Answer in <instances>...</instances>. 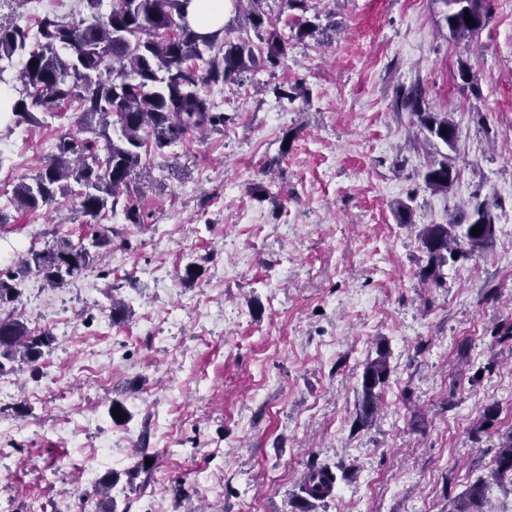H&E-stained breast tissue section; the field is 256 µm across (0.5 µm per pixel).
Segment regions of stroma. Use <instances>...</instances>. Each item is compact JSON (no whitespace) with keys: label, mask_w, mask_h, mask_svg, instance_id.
Masks as SVG:
<instances>
[{"label":"stroma","mask_w":512,"mask_h":512,"mask_svg":"<svg viewBox=\"0 0 512 512\" xmlns=\"http://www.w3.org/2000/svg\"><path fill=\"white\" fill-rule=\"evenodd\" d=\"M485 6L479 35L460 42L434 0H308L304 14L265 0L284 62L207 86L224 130L146 156L144 223L114 213L103 259L56 288L28 278L0 310L33 330L70 322L37 363L0 374L12 512H95L87 493L109 471L110 497L133 512H444L487 475L512 428V345L494 337L512 324V0ZM303 16L332 26L294 40ZM416 85L455 122L454 146L394 112ZM81 114L74 101L0 123V270L54 237L91 246L92 219L70 204L11 202L43 142L81 133ZM441 156L457 173L445 195L423 183ZM405 199L417 224L496 202L495 237L445 267L444 287H423L425 255L392 212ZM191 261L202 270L188 280ZM156 266L161 278L146 276ZM380 343L391 374L364 427L359 381ZM115 399L130 414L120 425ZM143 442L154 458L136 475ZM313 462L338 479L310 504L298 482Z\"/></svg>","instance_id":"1"}]
</instances>
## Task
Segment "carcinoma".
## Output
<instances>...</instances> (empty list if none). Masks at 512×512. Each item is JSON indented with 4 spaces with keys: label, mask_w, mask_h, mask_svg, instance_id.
<instances>
[{
    "label": "carcinoma",
    "mask_w": 512,
    "mask_h": 512,
    "mask_svg": "<svg viewBox=\"0 0 512 512\" xmlns=\"http://www.w3.org/2000/svg\"><path fill=\"white\" fill-rule=\"evenodd\" d=\"M191 0H112L103 14V0H88L91 15L66 19L46 15L35 36L14 20L0 21V81L13 60L22 61L18 79L21 97L11 106L14 125L27 124L34 112H49L77 100L83 108L82 122L93 134L79 138L61 132L54 152L29 182L13 191L14 205L24 211L50 209L58 196L68 195L72 208L96 218L122 207L125 220L142 224L139 206L142 187V149L151 146L162 153L189 132L224 130V113L214 111L209 97L199 87L222 81L231 83L244 71L263 65L276 66L288 52V40L270 28L267 14L254 8L244 27L255 37H230L229 26L215 33L196 31L187 18ZM446 7L442 20L450 35L470 40L486 21L484 0H441ZM470 14L475 25L465 21ZM394 109L407 112L426 132V140L454 144L456 126L446 112H430L419 88L396 95ZM456 172L448 157L433 159L423 174L425 186L434 193H448ZM396 223L413 225L411 206L399 201L393 207ZM482 229L477 235L471 228ZM495 235L492 205L473 207L470 222L424 224L418 239L426 255L416 277L427 286L445 283L448 261L468 260L486 249ZM93 260L90 251L68 239L58 238L38 249L30 247L18 268L0 276V307L20 295L13 281L31 274L50 286L82 273ZM48 332L34 333L11 316L0 318V374L4 361L35 363L50 347ZM391 373L389 354L377 344V356L366 362L361 377L358 421L371 423L380 399V388ZM490 477L512 480V429L500 437ZM337 475L328 465L313 466L303 475L300 491L305 495L327 488L318 495H331ZM487 482L480 478L452 499L448 512H486Z\"/></svg>",
    "instance_id": "obj_1"
}]
</instances>
